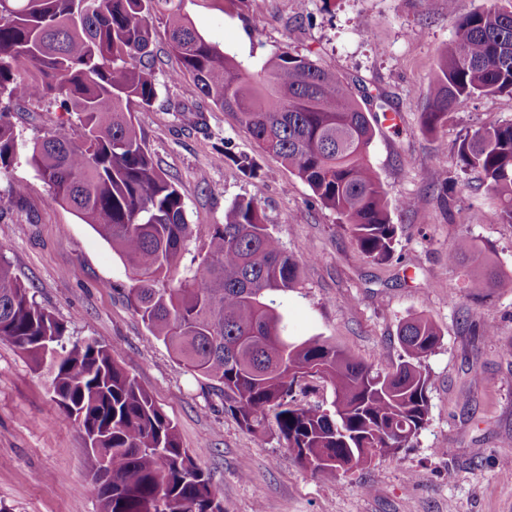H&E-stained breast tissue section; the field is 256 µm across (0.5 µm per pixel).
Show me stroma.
I'll list each match as a JSON object with an SVG mask.
<instances>
[{
  "instance_id": "1",
  "label": "stroma",
  "mask_w": 512,
  "mask_h": 512,
  "mask_svg": "<svg viewBox=\"0 0 512 512\" xmlns=\"http://www.w3.org/2000/svg\"><path fill=\"white\" fill-rule=\"evenodd\" d=\"M208 41L250 65L280 48L316 60L365 89L375 130L370 161L399 224L390 260L359 252L337 216L281 161L260 154L233 114L172 80L177 62L154 45L157 96L133 108L148 151L183 196L198 229L224 221L234 200L260 201L266 222L301 265L276 295L287 333L321 336L374 368L403 354L399 325L424 315L441 332L425 365L429 415L410 447L330 481L303 468L275 431L254 435L224 410L207 380L171 357L126 301L132 274L74 211L50 202L28 150L68 114L23 103L12 121L19 154L0 174V259L71 336L96 338L176 424L181 444L223 490L224 512H512V293L469 295L448 250L463 234L512 270V224L478 171L452 167L467 131L512 120V96H479L436 134L420 112L439 53L455 38L448 0H182ZM255 156L257 177L218 161L216 149ZM448 169L447 195L437 175ZM414 208L398 209L399 201ZM481 214L468 223L470 210ZM493 335H486L485 327ZM0 506L7 512H98L84 440L52 398L45 375L0 343Z\"/></svg>"
}]
</instances>
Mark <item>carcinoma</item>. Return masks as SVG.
I'll return each instance as SVG.
<instances>
[{
	"mask_svg": "<svg viewBox=\"0 0 512 512\" xmlns=\"http://www.w3.org/2000/svg\"><path fill=\"white\" fill-rule=\"evenodd\" d=\"M458 2L448 0L456 39L439 55L421 112L430 134L475 96H512V9L493 3L463 12ZM160 35L180 62L171 79L191 76L205 98L237 116L260 152L279 158L338 215L366 259L389 260L398 225L370 162L374 128L351 84L286 47L246 64L185 21L181 0H0V174L18 155L15 105L46 102L74 117L31 149L50 200L70 206L112 245L133 274L129 305L186 371L211 381L242 429L274 427L300 465L330 480L408 447L428 419L425 361L439 329L425 316L405 321L398 330L405 358L390 373L319 336L285 334L269 295L296 287L300 266L264 223L259 202L239 198L224 223L198 230L133 123L131 105L149 106L157 95L152 46ZM220 155L256 173L254 157ZM452 164L479 171L512 224V121L467 132ZM198 239L197 256L175 277ZM483 251L463 235L448 249V264L460 267ZM464 276L474 296L512 290V275L489 264ZM45 336L58 340L53 361ZM0 342L46 370L63 412L94 438L89 471L105 458L112 465L101 512H222L221 491L112 348L73 339L2 261ZM308 378L333 385L331 408L294 399Z\"/></svg>",
	"mask_w": 512,
	"mask_h": 512,
	"instance_id": "obj_1",
	"label": "carcinoma"
}]
</instances>
